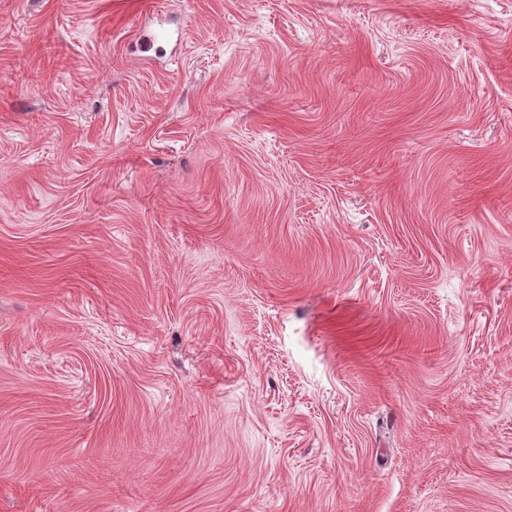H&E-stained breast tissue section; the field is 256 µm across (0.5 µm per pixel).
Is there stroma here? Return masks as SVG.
Masks as SVG:
<instances>
[{
	"mask_svg": "<svg viewBox=\"0 0 512 512\" xmlns=\"http://www.w3.org/2000/svg\"><path fill=\"white\" fill-rule=\"evenodd\" d=\"M0 512H512V0H0Z\"/></svg>",
	"mask_w": 512,
	"mask_h": 512,
	"instance_id": "obj_1",
	"label": "stroma"
}]
</instances>
